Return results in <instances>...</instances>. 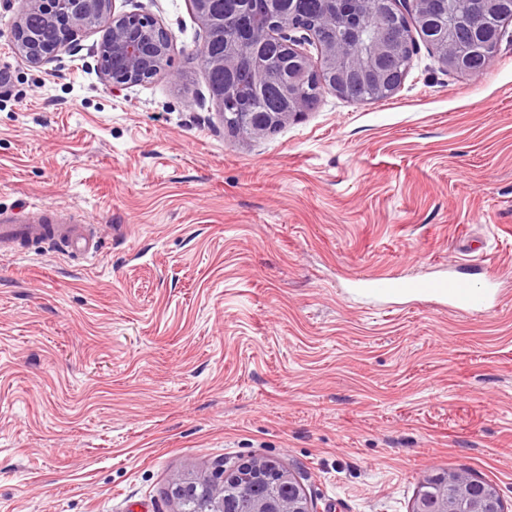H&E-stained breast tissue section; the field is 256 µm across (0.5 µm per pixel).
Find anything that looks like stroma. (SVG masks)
Instances as JSON below:
<instances>
[{
	"instance_id": "stroma-1",
	"label": "stroma",
	"mask_w": 512,
	"mask_h": 512,
	"mask_svg": "<svg viewBox=\"0 0 512 512\" xmlns=\"http://www.w3.org/2000/svg\"><path fill=\"white\" fill-rule=\"evenodd\" d=\"M172 73L113 92L94 33L41 66L0 7V210L97 224L96 255L0 258V512H174L173 480L277 459L314 512H412L434 470L512 512V36L480 78L426 42L392 97L324 90L229 133L190 0H115ZM471 262L493 311L353 278Z\"/></svg>"
}]
</instances>
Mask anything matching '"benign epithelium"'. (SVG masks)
<instances>
[{"instance_id":"benign-epithelium-1","label":"benign epithelium","mask_w":512,"mask_h":512,"mask_svg":"<svg viewBox=\"0 0 512 512\" xmlns=\"http://www.w3.org/2000/svg\"><path fill=\"white\" fill-rule=\"evenodd\" d=\"M396 16L411 22L415 29L425 24L431 0H385ZM500 0H460L471 4L474 13L490 17L499 12ZM193 9L208 39H223L224 17L213 13L211 0H192ZM19 17L14 31L16 50L28 63L40 66L58 57L59 53L80 46V42L97 28H104L94 53L102 58L115 56L122 60L123 71L116 74L110 64L100 66V73L112 89L121 91L146 81L145 75L157 76L168 66L172 47L171 32L152 18L148 30L136 32L130 22L137 15L117 12L114 0H21ZM34 14L48 24L63 22L68 28L67 39L57 45L43 43L38 31L26 25L27 16ZM256 42H275L284 47L289 61L284 63L269 54L256 50L248 60L254 76L256 97H261L266 85H277L285 107L280 112H240L237 135L242 138L268 134L273 127H281L309 110L307 88L315 83L343 95L354 82L375 85L390 94L399 86L387 82L383 72L374 63H366L355 55L348 44L338 42L325 46L321 43L317 25L296 21L276 23L253 37ZM317 56H312L310 49ZM442 68L477 78L482 70L463 65L461 46L444 40L434 47ZM213 100L224 115V108L234 99L231 84L210 87ZM280 480L296 487V494L282 500L274 495L256 500L251 512H313L300 484L293 474L277 470ZM224 465L220 464L211 476L199 480L185 476L175 485L181 489L201 483L209 489V512H224ZM412 512H504L501 496L494 489L480 483L466 471L450 472L434 484V489L416 499Z\"/></svg>"}]
</instances>
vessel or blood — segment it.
Here are the masks:
<instances>
[{
	"label": "vessel or blood",
	"mask_w": 512,
	"mask_h": 512,
	"mask_svg": "<svg viewBox=\"0 0 512 512\" xmlns=\"http://www.w3.org/2000/svg\"><path fill=\"white\" fill-rule=\"evenodd\" d=\"M50 242L84 255L94 254L97 249L91 225L64 218L56 211L45 209L33 218L24 217L18 211H0L1 257H23L33 245ZM357 286L379 297L402 291L414 297L440 298L456 311L475 313L488 308L499 279L486 268L473 265L468 271H451L440 276H367Z\"/></svg>",
	"instance_id": "b4317fda"
}]
</instances>
